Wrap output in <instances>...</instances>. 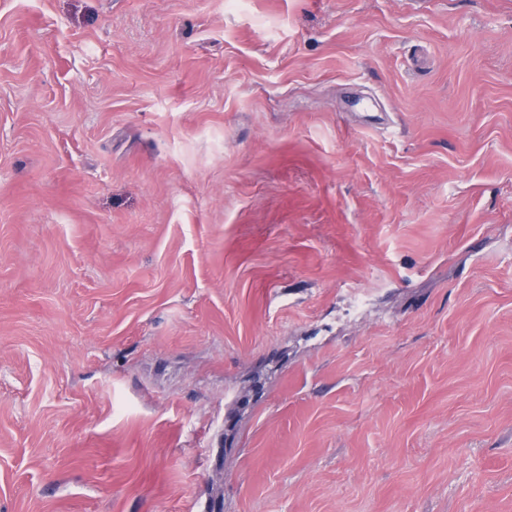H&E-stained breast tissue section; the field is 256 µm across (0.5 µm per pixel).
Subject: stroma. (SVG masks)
<instances>
[{
	"label": "stroma",
	"instance_id": "35a3bbf8",
	"mask_svg": "<svg viewBox=\"0 0 512 512\" xmlns=\"http://www.w3.org/2000/svg\"><path fill=\"white\" fill-rule=\"evenodd\" d=\"M0 512H512V0H0Z\"/></svg>",
	"mask_w": 512,
	"mask_h": 512
}]
</instances>
